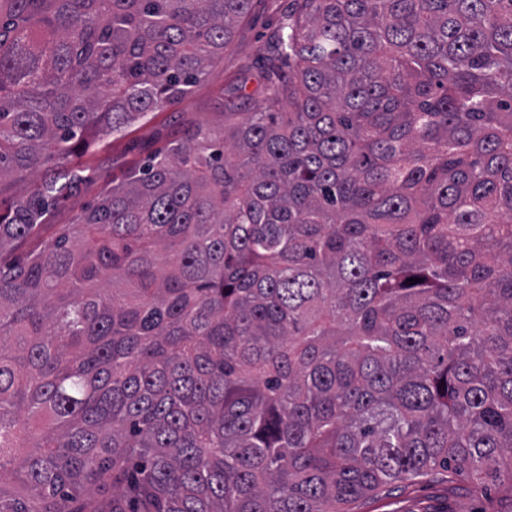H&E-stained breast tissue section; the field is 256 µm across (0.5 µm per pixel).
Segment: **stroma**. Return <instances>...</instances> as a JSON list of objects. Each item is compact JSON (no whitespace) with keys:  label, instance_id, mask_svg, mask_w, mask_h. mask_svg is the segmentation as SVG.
Returning <instances> with one entry per match:
<instances>
[{"label":"stroma","instance_id":"stroma-1","mask_svg":"<svg viewBox=\"0 0 512 512\" xmlns=\"http://www.w3.org/2000/svg\"><path fill=\"white\" fill-rule=\"evenodd\" d=\"M290 0H261L241 23L234 40L216 59L191 94L175 106L133 126L127 134L91 147L80 164L101 167L105 178H119L140 167L147 156L164 147L166 134L180 114L217 118L224 109V87L243 69H257L270 32L287 12ZM487 491L473 488L462 476L453 483L424 480L395 489L391 495L362 501L358 512H481Z\"/></svg>","mask_w":512,"mask_h":512}]
</instances>
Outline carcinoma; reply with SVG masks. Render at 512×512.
<instances>
[{
  "instance_id": "cac0c4a2",
  "label": "carcinoma",
  "mask_w": 512,
  "mask_h": 512,
  "mask_svg": "<svg viewBox=\"0 0 512 512\" xmlns=\"http://www.w3.org/2000/svg\"><path fill=\"white\" fill-rule=\"evenodd\" d=\"M256 2L0 0V512L512 502V0H291L254 91L30 244ZM497 499L495 490L474 489L464 476L452 484L436 480L408 483L386 497L362 501L356 512H473L487 506L486 498Z\"/></svg>"
}]
</instances>
